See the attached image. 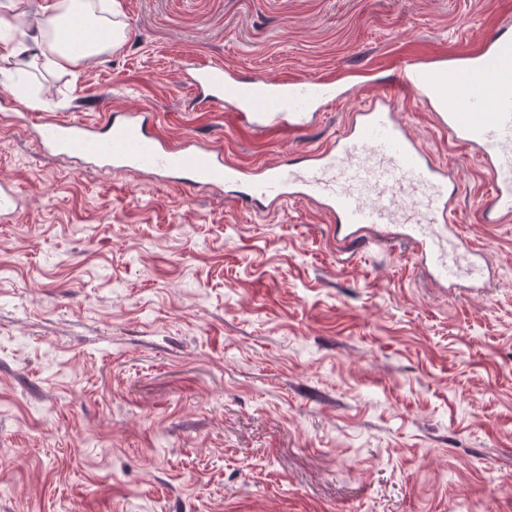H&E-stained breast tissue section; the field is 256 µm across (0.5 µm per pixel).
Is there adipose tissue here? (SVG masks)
Returning <instances> with one entry per match:
<instances>
[{
    "mask_svg": "<svg viewBox=\"0 0 512 512\" xmlns=\"http://www.w3.org/2000/svg\"><path fill=\"white\" fill-rule=\"evenodd\" d=\"M120 11L119 0H112L108 13L98 12L94 0H54L44 17L29 24L27 31L12 45L15 53L26 52L40 60L45 68L75 66L114 50L124 41V32L115 18ZM79 17L80 23L89 31H107L105 40H80L65 44L58 40L56 33L68 25L72 17Z\"/></svg>",
    "mask_w": 512,
    "mask_h": 512,
    "instance_id": "adipose-tissue-1",
    "label": "adipose tissue"
}]
</instances>
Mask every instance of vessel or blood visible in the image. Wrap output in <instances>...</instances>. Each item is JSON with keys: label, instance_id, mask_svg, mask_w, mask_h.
Here are the masks:
<instances>
[{"label": "vessel or blood", "instance_id": "1", "mask_svg": "<svg viewBox=\"0 0 512 512\" xmlns=\"http://www.w3.org/2000/svg\"><path fill=\"white\" fill-rule=\"evenodd\" d=\"M176 66L200 105L212 110L232 98L240 120L257 131L283 123L307 128L312 107L338 101L332 78L258 79L252 92L243 93L223 64L183 56ZM407 95L483 166L489 193L480 206L482 218L511 223L512 38L498 27L456 67L400 64L383 92L361 99L342 132L304 151L298 166L237 163L225 158L222 145L192 135L172 142L146 112H111L100 125L45 119L40 127L43 145L91 167L150 170L193 189L230 186L241 205L260 212L303 201L330 219L341 247L372 236L404 238L440 287H456L463 277L472 287H484L485 251L458 230L448 191L451 172L433 161L400 117L398 106ZM20 212L18 192L1 182L0 221L13 222Z\"/></svg>", "mask_w": 512, "mask_h": 512}]
</instances>
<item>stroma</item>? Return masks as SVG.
I'll return each instance as SVG.
<instances>
[{
	"label": "stroma",
	"mask_w": 512,
	"mask_h": 512,
	"mask_svg": "<svg viewBox=\"0 0 512 512\" xmlns=\"http://www.w3.org/2000/svg\"><path fill=\"white\" fill-rule=\"evenodd\" d=\"M126 41L47 71L0 57V512H512V223L406 104L495 277L438 287L411 246L346 252L291 202L54 156L34 122L149 111L243 164L297 161L396 64L455 55L512 0H120ZM243 77L336 73L305 130L196 111L178 57ZM21 212L20 196L14 186L0 183V221L13 222Z\"/></svg>",
	"instance_id": "obj_1"
}]
</instances>
